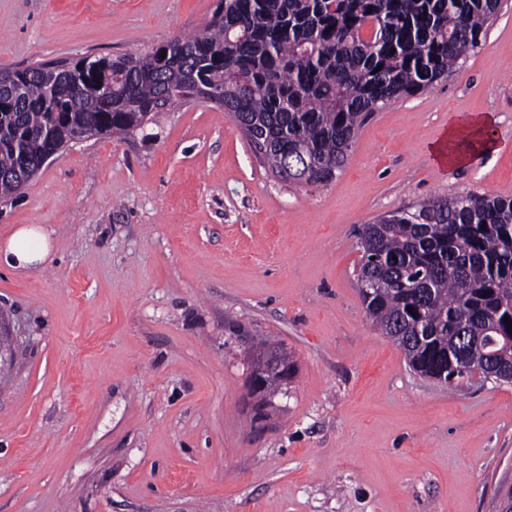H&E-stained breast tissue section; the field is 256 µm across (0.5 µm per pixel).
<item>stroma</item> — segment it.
Segmentation results:
<instances>
[{
	"label": "stroma",
	"instance_id": "obj_1",
	"mask_svg": "<svg viewBox=\"0 0 512 512\" xmlns=\"http://www.w3.org/2000/svg\"><path fill=\"white\" fill-rule=\"evenodd\" d=\"M217 0H0V70L147 51ZM498 150L450 167L449 124ZM512 198V0L424 92L374 112L332 181L277 178L197 102L69 146L11 202L47 260L0 265V512H496L512 383L410 371L368 318L358 231L430 197ZM296 373L257 419L251 356ZM496 122V117L491 113L456 121L448 127L445 140L433 148L436 160L459 167L477 155L496 150V141L490 133Z\"/></svg>",
	"mask_w": 512,
	"mask_h": 512
}]
</instances>
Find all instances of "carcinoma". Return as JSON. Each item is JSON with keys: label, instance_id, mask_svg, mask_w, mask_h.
I'll list each match as a JSON object with an SVG mask.
<instances>
[{"label": "carcinoma", "instance_id": "carcinoma-1", "mask_svg": "<svg viewBox=\"0 0 512 512\" xmlns=\"http://www.w3.org/2000/svg\"><path fill=\"white\" fill-rule=\"evenodd\" d=\"M500 0H217L203 29L138 55L10 71L0 83V201L74 130L143 129L181 85L223 105L267 166L335 176L372 112L427 90L476 47ZM381 70H376V67ZM371 321L416 373L512 382V199L433 198L359 230ZM414 312H409L408 308Z\"/></svg>", "mask_w": 512, "mask_h": 512}]
</instances>
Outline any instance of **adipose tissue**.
Segmentation results:
<instances>
[{"label":"adipose tissue","instance_id":"ef3b65f1","mask_svg":"<svg viewBox=\"0 0 512 512\" xmlns=\"http://www.w3.org/2000/svg\"><path fill=\"white\" fill-rule=\"evenodd\" d=\"M495 123L496 118L490 113L456 121L449 126L445 140L434 147L436 160L459 167L475 156L494 151L496 142L491 130ZM48 252L49 241L43 228L24 225L0 246V261L13 269L33 268L45 260Z\"/></svg>","mask_w":512,"mask_h":512}]
</instances>
